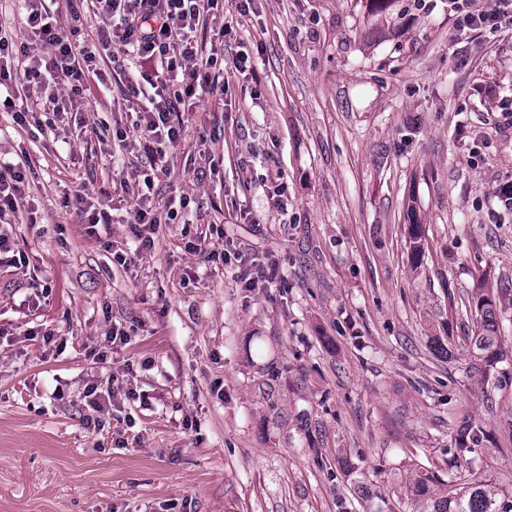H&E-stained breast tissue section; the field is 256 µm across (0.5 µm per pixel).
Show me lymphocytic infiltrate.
I'll return each mask as SVG.
<instances>
[{
    "label": "lymphocytic infiltrate",
    "mask_w": 512,
    "mask_h": 512,
    "mask_svg": "<svg viewBox=\"0 0 512 512\" xmlns=\"http://www.w3.org/2000/svg\"><path fill=\"white\" fill-rule=\"evenodd\" d=\"M25 36L0 28V86L23 80L45 92L93 75L105 80L96 55L58 26L43 0H24ZM100 20L98 42L110 56L132 54L138 76L129 81V96L139 100L135 124L138 152L152 166L164 168L166 153L181 138L180 107L214 92L220 62L206 39L197 35L201 18L217 0H90ZM28 171L22 165L0 167V266L26 264L16 251L10 219L28 207Z\"/></svg>",
    "instance_id": "obj_1"
}]
</instances>
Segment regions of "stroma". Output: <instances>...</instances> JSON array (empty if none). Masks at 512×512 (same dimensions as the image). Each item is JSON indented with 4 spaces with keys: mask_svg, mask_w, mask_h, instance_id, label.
Instances as JSON below:
<instances>
[{
    "mask_svg": "<svg viewBox=\"0 0 512 512\" xmlns=\"http://www.w3.org/2000/svg\"><path fill=\"white\" fill-rule=\"evenodd\" d=\"M222 6L229 86L183 113L149 193L189 204L129 267L110 248L137 246L149 169L118 138L134 66L56 91V127L0 111V162L28 161L37 209L13 226L28 267H0V512H425L418 467L447 473L465 426L485 433L479 476L511 493L512 207L496 190L512 182V18L463 31L453 0ZM49 7L96 49L81 0ZM77 193L111 206L105 240L77 223ZM216 226L210 249L274 282L242 287L238 262L195 253ZM481 286L503 351L487 376L469 353ZM115 324L126 343H108ZM91 382L147 400L92 431Z\"/></svg>",
    "mask_w": 512,
    "mask_h": 512,
    "instance_id": "1",
    "label": "stroma"
}]
</instances>
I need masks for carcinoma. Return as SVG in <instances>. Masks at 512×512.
I'll use <instances>...</instances> for the list:
<instances>
[{
	"instance_id": "obj_1",
	"label": "carcinoma",
	"mask_w": 512,
	"mask_h": 512,
	"mask_svg": "<svg viewBox=\"0 0 512 512\" xmlns=\"http://www.w3.org/2000/svg\"><path fill=\"white\" fill-rule=\"evenodd\" d=\"M470 307L480 317L478 331L471 337L474 368L487 375L501 359L496 298L490 290L481 288L470 301ZM479 439L480 436L472 429L459 430L453 448V464L463 462L471 471H476ZM452 482L451 476L444 479L433 474L416 479L414 490L430 501L428 512H512V500H503L492 484L473 477L451 489L449 484Z\"/></svg>"
}]
</instances>
